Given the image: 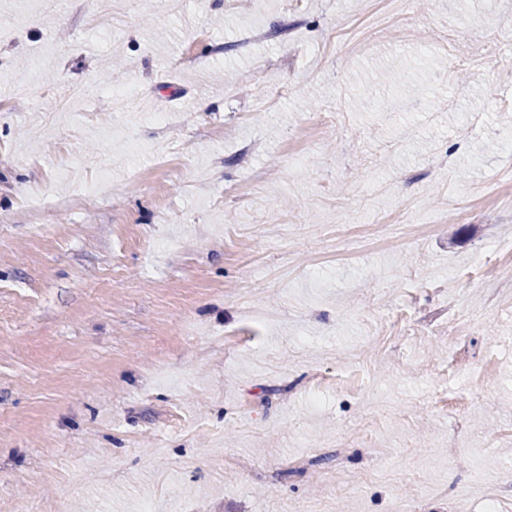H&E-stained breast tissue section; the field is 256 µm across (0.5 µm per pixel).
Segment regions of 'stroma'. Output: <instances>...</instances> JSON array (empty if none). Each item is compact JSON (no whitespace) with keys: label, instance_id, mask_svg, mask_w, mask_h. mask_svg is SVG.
I'll return each instance as SVG.
<instances>
[{"label":"stroma","instance_id":"35a3bbf8","mask_svg":"<svg viewBox=\"0 0 512 512\" xmlns=\"http://www.w3.org/2000/svg\"><path fill=\"white\" fill-rule=\"evenodd\" d=\"M371 7L0 0V512H512V0Z\"/></svg>","mask_w":512,"mask_h":512}]
</instances>
